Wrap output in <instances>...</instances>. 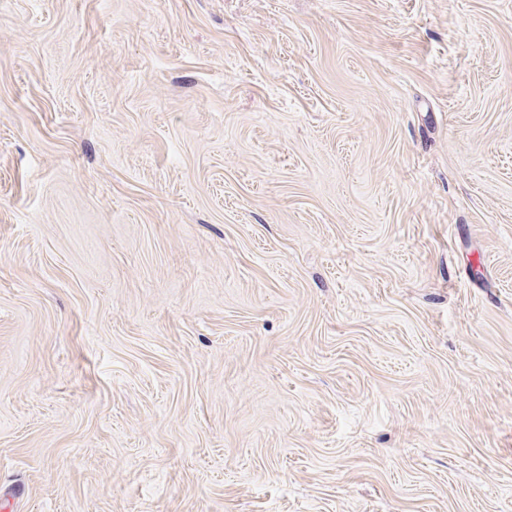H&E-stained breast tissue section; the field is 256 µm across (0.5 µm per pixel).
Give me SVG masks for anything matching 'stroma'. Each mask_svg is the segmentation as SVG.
Returning <instances> with one entry per match:
<instances>
[{
    "label": "stroma",
    "instance_id": "1",
    "mask_svg": "<svg viewBox=\"0 0 512 512\" xmlns=\"http://www.w3.org/2000/svg\"><path fill=\"white\" fill-rule=\"evenodd\" d=\"M0 512H512V0H0Z\"/></svg>",
    "mask_w": 512,
    "mask_h": 512
}]
</instances>
